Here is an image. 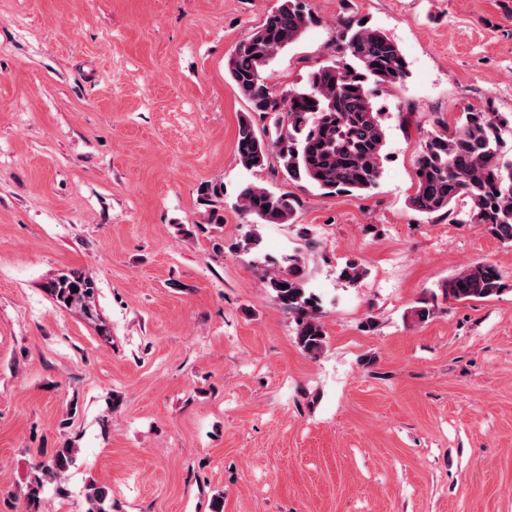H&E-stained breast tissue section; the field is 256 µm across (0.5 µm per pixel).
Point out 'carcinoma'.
<instances>
[{"label": "carcinoma", "mask_w": 512, "mask_h": 512, "mask_svg": "<svg viewBox=\"0 0 512 512\" xmlns=\"http://www.w3.org/2000/svg\"><path fill=\"white\" fill-rule=\"evenodd\" d=\"M306 0H280L263 24L240 41L229 55L227 72L249 111L239 122L237 155L246 169L261 168L275 152L282 175L305 180L329 193L363 192L381 174L385 130L369 85L391 88L408 75L399 45L385 32L360 19H346L336 30L333 58L312 69L304 86L281 95L270 91L267 68L276 54L296 42L307 28ZM268 121L257 131L254 117ZM512 129V118L491 106L470 107L455 126L439 119L424 134L415 155V192L410 205L420 214L454 213L459 202L467 210L461 224H478L503 243L512 244V155L502 150V133ZM222 186L205 184L200 196L208 202V224L224 223L219 199ZM237 206L257 224H291L296 202L286 192L247 184ZM339 279L355 287L365 270L355 260L339 268ZM264 282L295 320V342L310 358L326 346L321 298L308 287L299 255L288 256V266L264 275ZM77 290H72V287ZM62 307L76 308L92 320L97 317L94 282L75 273H61L48 285ZM451 301H485L508 291L498 268L473 262L460 268L440 286ZM77 448L65 445L38 463L42 478L30 489L37 501L43 479L61 478L70 468ZM84 512H112L106 486L86 487Z\"/></svg>", "instance_id": "obj_1"}]
</instances>
